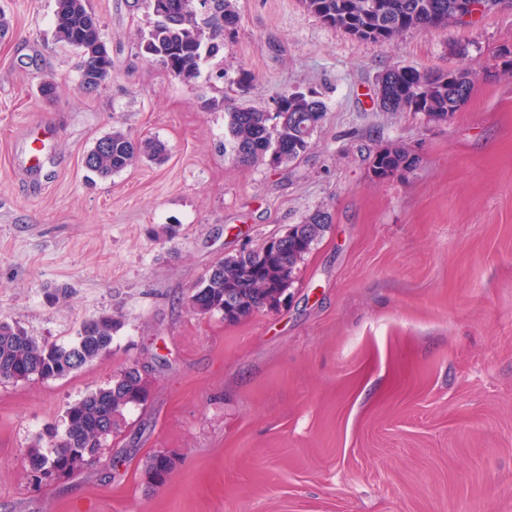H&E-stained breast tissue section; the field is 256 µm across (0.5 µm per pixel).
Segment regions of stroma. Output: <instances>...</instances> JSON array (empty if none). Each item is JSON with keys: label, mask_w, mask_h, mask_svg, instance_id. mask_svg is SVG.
<instances>
[{"label": "stroma", "mask_w": 512, "mask_h": 512, "mask_svg": "<svg viewBox=\"0 0 512 512\" xmlns=\"http://www.w3.org/2000/svg\"><path fill=\"white\" fill-rule=\"evenodd\" d=\"M90 3L112 76L88 94L55 0H0V320L57 344L119 321L77 372L0 380V512H512V75H486L512 9L380 43L301 0H234L223 79L206 64L183 82L140 56L145 8ZM395 66H467L475 87L445 121L388 112ZM295 89L326 105L307 152L235 163L211 101L270 112ZM115 128L167 160L88 180L82 157ZM389 143L418 165L375 179ZM317 210L330 224L287 306L236 324L190 309L217 261ZM130 365L146 402L94 462L33 487L40 434ZM159 451L176 466L154 486Z\"/></svg>", "instance_id": "obj_1"}]
</instances>
